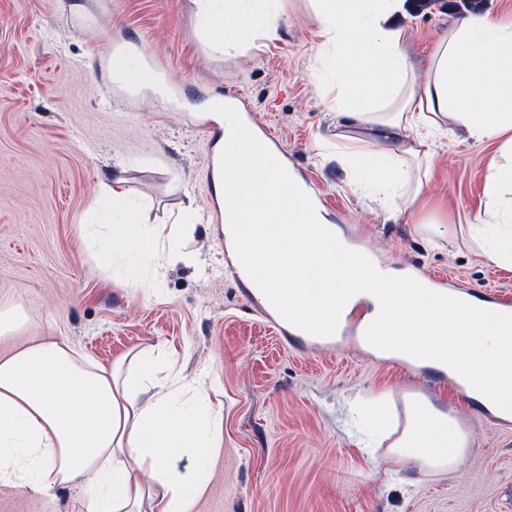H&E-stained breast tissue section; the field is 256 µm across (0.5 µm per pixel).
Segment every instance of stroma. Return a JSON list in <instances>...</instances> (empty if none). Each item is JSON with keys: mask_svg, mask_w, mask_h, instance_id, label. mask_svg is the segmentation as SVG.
<instances>
[{"mask_svg": "<svg viewBox=\"0 0 512 512\" xmlns=\"http://www.w3.org/2000/svg\"><path fill=\"white\" fill-rule=\"evenodd\" d=\"M455 19L438 5L400 18L417 73ZM318 44L308 0H286L274 39L233 49L204 35L192 0H0V307L26 316L0 335V352L64 340L104 364L146 351L206 376L223 444L194 512H512V422L404 362L289 345L233 266L208 167L218 125L207 108L218 97L266 127L322 213L382 267L512 296V267L470 231L488 208L497 143L437 138L425 196L406 210L386 205L336 153V116L312 76ZM115 45L157 82L126 88ZM116 162L126 212L160 235L194 227L183 241L191 262L163 268L150 295L134 283L149 273L135 254L104 274L80 231L124 220L107 193ZM410 392L450 413L469 451L454 470L410 466L391 481L385 460ZM382 393L393 429L370 458L348 417ZM89 494L2 483L0 512H84Z\"/></svg>", "mask_w": 512, "mask_h": 512, "instance_id": "1", "label": "stroma"}]
</instances>
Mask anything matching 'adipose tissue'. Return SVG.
I'll return each mask as SVG.
<instances>
[{"mask_svg": "<svg viewBox=\"0 0 512 512\" xmlns=\"http://www.w3.org/2000/svg\"><path fill=\"white\" fill-rule=\"evenodd\" d=\"M216 45L277 32L282 0H193ZM320 43L319 69L336 111V146L362 188L393 205L425 193L433 156L429 136L459 130L493 141L484 192L507 233L484 236L487 256L512 266V19L467 16L436 43L417 80L407 33L393 20L406 0H309ZM97 267L111 272L119 250L179 257L176 235L140 224L82 225ZM392 463L453 469L468 436L448 415L419 400ZM222 414L200 390L180 383L157 357L127 354L103 365L64 341H37L0 355V482L33 492L93 488L87 512H194L220 448ZM192 456L185 478L172 460Z\"/></svg>", "mask_w": 512, "mask_h": 512, "instance_id": "ef3b65f1", "label": "adipose tissue"}]
</instances>
